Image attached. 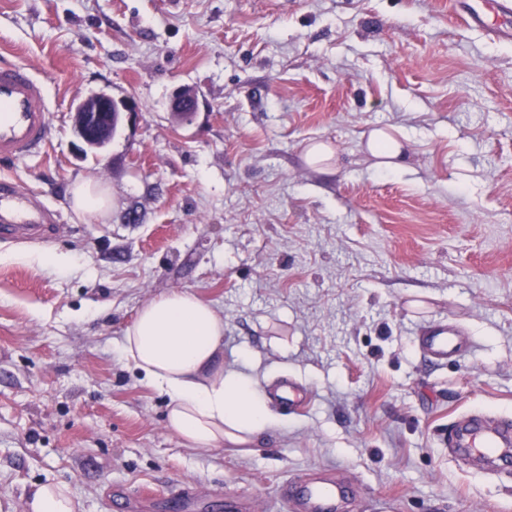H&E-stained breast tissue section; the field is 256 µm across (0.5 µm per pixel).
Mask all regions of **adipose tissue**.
I'll return each mask as SVG.
<instances>
[{"mask_svg": "<svg viewBox=\"0 0 512 512\" xmlns=\"http://www.w3.org/2000/svg\"><path fill=\"white\" fill-rule=\"evenodd\" d=\"M121 357L168 396V425L191 448L244 444L274 421L255 382L224 367L223 317L190 292L146 303L124 331Z\"/></svg>", "mask_w": 512, "mask_h": 512, "instance_id": "obj_1", "label": "adipose tissue"}]
</instances>
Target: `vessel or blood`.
Instances as JSON below:
<instances>
[{
	"label": "vessel or blood",
	"mask_w": 512,
	"mask_h": 512,
	"mask_svg": "<svg viewBox=\"0 0 512 512\" xmlns=\"http://www.w3.org/2000/svg\"><path fill=\"white\" fill-rule=\"evenodd\" d=\"M498 18L490 26V34L498 39H512V0H493ZM50 103L43 84L24 65L0 66V159H23L43 151L50 140ZM57 220L50 208L36 204L31 194L11 180L0 178V239L22 241L49 238ZM421 346L438 364L461 356L463 346L455 329L440 325L422 336ZM512 444V423L501 421L486 426L472 420L464 430L455 432L448 445L458 456L478 453L493 458ZM293 498L300 504L312 505L322 512L333 495L327 487L312 486L301 481L292 485Z\"/></svg>",
	"instance_id": "vessel-or-blood-1"
}]
</instances>
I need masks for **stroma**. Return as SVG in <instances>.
<instances>
[{
  "label": "stroma",
  "instance_id": "obj_1",
  "mask_svg": "<svg viewBox=\"0 0 512 512\" xmlns=\"http://www.w3.org/2000/svg\"><path fill=\"white\" fill-rule=\"evenodd\" d=\"M0 64L32 68L52 128L0 178L58 214L49 241H0V512L48 482L77 512L127 488L153 495L131 512H294L289 483L316 470L346 512H512V467L448 448L469 412L512 418V42L450 0H0ZM95 92L137 106L101 155L73 133ZM376 128L405 137L407 170L375 169ZM83 181L106 213L74 209ZM173 290L223 315L225 368L310 405L190 449L120 358ZM440 324L474 350L430 364ZM111 202V195L90 181L77 184L72 192L75 210L89 215L101 214Z\"/></svg>",
  "mask_w": 512,
  "mask_h": 512
}]
</instances>
